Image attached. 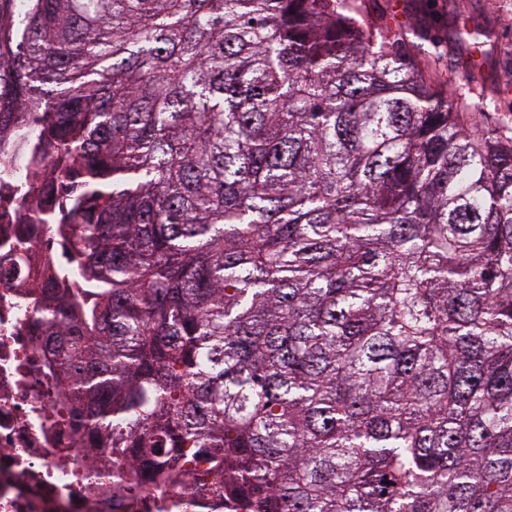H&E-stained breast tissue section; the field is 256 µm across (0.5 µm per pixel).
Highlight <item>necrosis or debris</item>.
Listing matches in <instances>:
<instances>
[{
  "label": "necrosis or debris",
  "instance_id": "necrosis-or-debris-1",
  "mask_svg": "<svg viewBox=\"0 0 512 512\" xmlns=\"http://www.w3.org/2000/svg\"><path fill=\"white\" fill-rule=\"evenodd\" d=\"M0 168L32 186L21 198L0 183V512H222L199 482L129 492L126 461L103 463L89 434L60 420L57 352L37 311L52 265L69 262L54 232L66 220L63 168L52 146L23 143L0 152Z\"/></svg>",
  "mask_w": 512,
  "mask_h": 512
}]
</instances>
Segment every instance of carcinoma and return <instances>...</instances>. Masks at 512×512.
Listing matches in <instances>:
<instances>
[{
  "label": "carcinoma",
  "instance_id": "cac0c4a2",
  "mask_svg": "<svg viewBox=\"0 0 512 512\" xmlns=\"http://www.w3.org/2000/svg\"><path fill=\"white\" fill-rule=\"evenodd\" d=\"M12 2L0 143L24 107L71 160L42 319L91 450L199 457L235 512H512L493 30L453 12L428 67L366 0Z\"/></svg>",
  "mask_w": 512,
  "mask_h": 512
}]
</instances>
